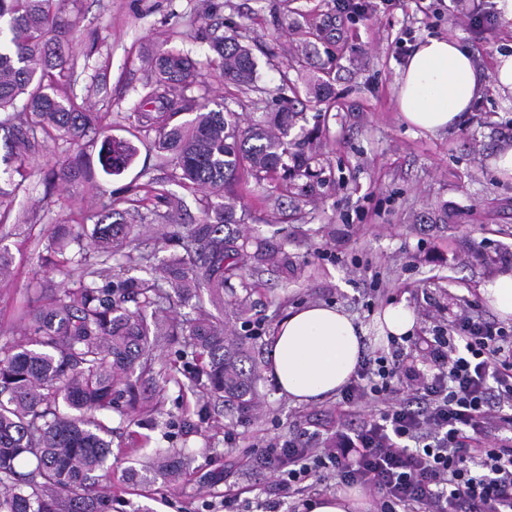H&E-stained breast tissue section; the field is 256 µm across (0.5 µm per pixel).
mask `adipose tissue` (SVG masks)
Here are the masks:
<instances>
[{
    "instance_id": "1",
    "label": "adipose tissue",
    "mask_w": 512,
    "mask_h": 512,
    "mask_svg": "<svg viewBox=\"0 0 512 512\" xmlns=\"http://www.w3.org/2000/svg\"><path fill=\"white\" fill-rule=\"evenodd\" d=\"M485 84L473 55L450 37H429L406 60L395 83L404 121L437 134L452 130ZM364 328L342 309L307 303L288 310L271 346L269 371L281 395L313 404L336 395L362 356Z\"/></svg>"
}]
</instances>
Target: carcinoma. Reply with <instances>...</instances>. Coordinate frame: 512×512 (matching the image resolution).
Returning <instances> with one entry per match:
<instances>
[{
  "label": "carcinoma",
  "instance_id": "1",
  "mask_svg": "<svg viewBox=\"0 0 512 512\" xmlns=\"http://www.w3.org/2000/svg\"><path fill=\"white\" fill-rule=\"evenodd\" d=\"M65 22L59 0H0V112L13 111L6 155L0 160L26 180L27 163L37 132L55 131L73 145L101 142L98 160L104 173L120 172L133 160L127 139L108 134L106 116L74 98L58 97L74 61L60 49ZM215 65L224 79L253 83L256 64L249 46L235 36L210 42ZM150 80L135 112L134 129L159 135L158 148L173 155L174 177L218 196L235 195L242 181L283 182L311 179L318 163L315 149L288 140L301 113L287 100L258 118L226 110L197 107L194 117L179 125L172 118L194 106L186 92L199 85L200 62L177 49L160 47L148 58ZM80 158L53 167L49 180L65 185L86 178ZM111 210L109 223L94 225V246L100 268L66 256L80 243L85 225L58 224L51 229L54 256L50 269L77 280L61 291L42 285L21 306L27 320L23 333L0 347V512H112V496L96 482L111 454L106 416L127 396L139 403L129 375L148 366L160 343L187 337L198 364L189 379L207 393L230 402L243 418L257 414L253 385L259 368L248 353L247 338L227 333L219 316L224 304L245 311L248 296L224 289L238 273L255 265H276L279 250L248 252L249 238L238 227L235 205L220 202L207 208L200 224L185 226L183 254L149 266L150 278L112 282L111 257L124 253L135 225ZM169 286L181 299L200 286L207 288L218 314L203 309L184 324L157 314ZM34 458L25 474L18 463ZM149 468L172 480L182 475L191 455L182 448L156 450Z\"/></svg>",
  "mask_w": 512,
  "mask_h": 512
}]
</instances>
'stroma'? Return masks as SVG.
I'll use <instances>...</instances> for the list:
<instances>
[{
    "label": "stroma",
    "mask_w": 512,
    "mask_h": 512,
    "mask_svg": "<svg viewBox=\"0 0 512 512\" xmlns=\"http://www.w3.org/2000/svg\"><path fill=\"white\" fill-rule=\"evenodd\" d=\"M64 0L71 25L65 48L74 73L59 93L87 101L107 115L114 136H126L145 92L148 74L141 57L165 44L200 61L208 35L240 34L256 61L253 88L224 81L205 65L192 94L212 109L245 114L272 112L292 100L304 117L294 139L317 138L320 173L299 205L276 204L274 181L248 180L239 189L236 217L252 244L279 247L287 266L247 270L253 284L249 319L225 312L229 330L248 335L263 373L255 385L259 417L231 414L223 401L190 390L187 379L164 381L162 368L183 371L177 345L155 354L154 370L134 375L140 393L157 396L154 425L146 413L125 408L107 416L112 453L100 480L117 501V512H224V490L248 487L250 503L264 500L241 461L261 441L302 430L335 426L340 395L314 404L281 396L268 374L276 326L289 308L320 302L342 308L365 327L367 352L389 347L376 317L390 304L405 303L416 316L414 335L462 311L493 318L480 293L485 280L512 272V180L497 175L490 160L512 144V96L486 88L457 126L430 135L408 126L398 112L393 82L407 53L425 37L457 39L472 53L484 78L498 56L512 55V21L473 31L471 0H360V13L338 11L336 0ZM95 53H88L89 41ZM156 134L141 131L132 164L104 174L98 146L76 148L39 135L28 177L12 202V216L0 229V249L9 252L15 280L0 287V346L25 326L19 306L36 280L50 276L54 287L70 277L46 273L48 230L82 214L96 224L107 203L139 214L141 251L163 259L177 251L167 221L168 198L183 200L178 221L198 223L203 193L172 180V168L154 146ZM83 152L87 178L75 185H47L49 169ZM447 213L444 224H423L424 214ZM184 448L195 460L178 483L160 474L143 482L129 471L145 462L146 446Z\"/></svg>",
    "instance_id": "35a3bbf8"
}]
</instances>
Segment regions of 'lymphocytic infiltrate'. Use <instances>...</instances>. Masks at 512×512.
<instances>
[{"mask_svg": "<svg viewBox=\"0 0 512 512\" xmlns=\"http://www.w3.org/2000/svg\"><path fill=\"white\" fill-rule=\"evenodd\" d=\"M418 347L363 355L340 429L248 456L249 471L274 477L266 512L330 478L372 492L374 512H512V333L464 311ZM370 404L378 419L357 422Z\"/></svg>", "mask_w": 512, "mask_h": 512, "instance_id": "obj_1", "label": "lymphocytic infiltrate"}]
</instances>
